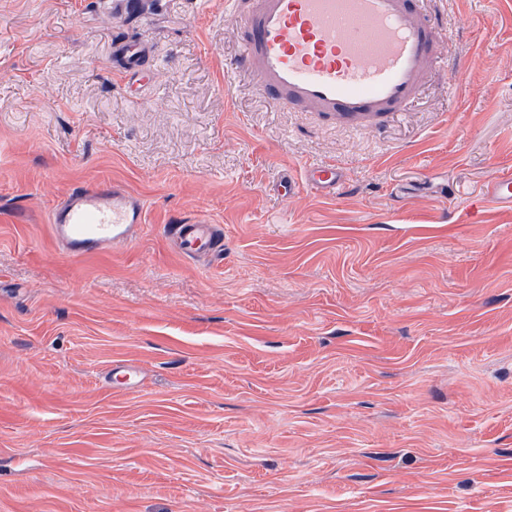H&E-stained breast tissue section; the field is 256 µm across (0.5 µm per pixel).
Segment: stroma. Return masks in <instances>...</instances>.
<instances>
[{
  "label": "stroma",
  "instance_id": "35a3bbf8",
  "mask_svg": "<svg viewBox=\"0 0 512 512\" xmlns=\"http://www.w3.org/2000/svg\"><path fill=\"white\" fill-rule=\"evenodd\" d=\"M441 7L443 70L352 126L236 73L224 0H0V512H512V0ZM100 182L145 222L70 258L49 213ZM114 54L124 59L126 63L117 70L131 81L142 70L149 60L150 54L145 49L130 44L123 38H117L112 46ZM306 181L317 191L327 196H336L341 185V175L335 166H321L310 170ZM487 200L505 206L512 211V174H503L492 183ZM168 235L173 247L184 256L210 257L224 252V231L219 224L203 220L172 224L168 227Z\"/></svg>",
  "mask_w": 512,
  "mask_h": 512
}]
</instances>
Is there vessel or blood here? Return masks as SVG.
<instances>
[{
    "instance_id": "1",
    "label": "vessel or blood",
    "mask_w": 512,
    "mask_h": 512,
    "mask_svg": "<svg viewBox=\"0 0 512 512\" xmlns=\"http://www.w3.org/2000/svg\"><path fill=\"white\" fill-rule=\"evenodd\" d=\"M227 17L247 33L236 60L283 108L320 112L358 125L377 124L418 97L442 61L447 36L442 14L419 0H225ZM120 72L133 79L149 60L145 49L116 39ZM308 183L335 195V167L309 171ZM487 198L512 209V174L499 176ZM145 215L141 202L109 183L78 186L51 210L52 237L64 252L82 258L130 244ZM182 255L218 256L221 225L203 220L168 228Z\"/></svg>"
}]
</instances>
